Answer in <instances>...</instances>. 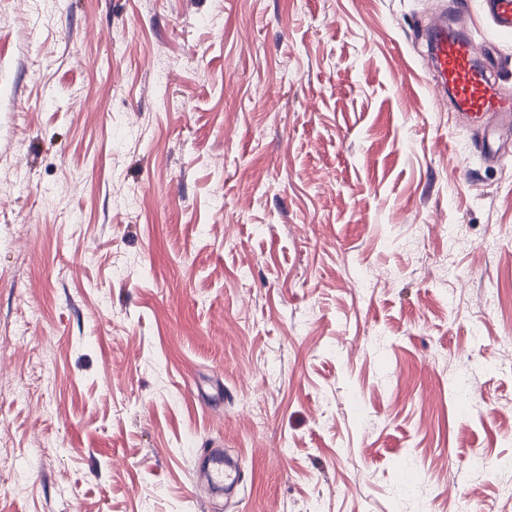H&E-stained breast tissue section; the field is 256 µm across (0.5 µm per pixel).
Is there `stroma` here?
Listing matches in <instances>:
<instances>
[{
    "label": "stroma",
    "mask_w": 512,
    "mask_h": 512,
    "mask_svg": "<svg viewBox=\"0 0 512 512\" xmlns=\"http://www.w3.org/2000/svg\"><path fill=\"white\" fill-rule=\"evenodd\" d=\"M442 15L512 86L479 0H0V512H512V156ZM484 48L473 35L449 32L445 21L428 30V56L435 70L438 106L448 99L455 117L468 122L495 121L490 136L476 145L488 160L499 161L505 150L501 132L512 128V87L499 82L482 61ZM202 473L207 482L215 486H223L226 490L238 483L240 470L237 461L222 454L211 455Z\"/></svg>",
    "instance_id": "35a3bbf8"
}]
</instances>
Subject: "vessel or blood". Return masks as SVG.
Instances as JSON below:
<instances>
[{
  "label": "vessel or blood",
  "mask_w": 512,
  "mask_h": 512,
  "mask_svg": "<svg viewBox=\"0 0 512 512\" xmlns=\"http://www.w3.org/2000/svg\"><path fill=\"white\" fill-rule=\"evenodd\" d=\"M482 14L495 29L512 35V0H482ZM484 48L473 35L449 31L438 21L428 30V56L435 71L434 104L448 103L455 116L470 122H488L490 134L478 143L479 153L500 160L504 153L501 132L512 128V87L499 82L483 62ZM207 482L233 487L239 480L237 461L217 454L202 469Z\"/></svg>",
  "instance_id": "vessel-or-blood-1"
}]
</instances>
